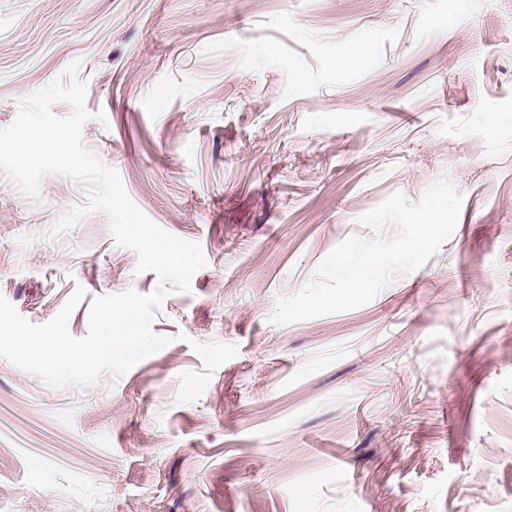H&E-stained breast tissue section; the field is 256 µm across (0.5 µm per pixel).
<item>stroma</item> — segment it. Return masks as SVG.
Wrapping results in <instances>:
<instances>
[{"mask_svg":"<svg viewBox=\"0 0 512 512\" xmlns=\"http://www.w3.org/2000/svg\"><path fill=\"white\" fill-rule=\"evenodd\" d=\"M77 59L107 116L86 145L206 264L119 380L0 360V512H512V0H0V127ZM444 174L463 206L424 266L269 323L359 216ZM83 200L0 178V294L43 324L83 286L77 339L93 297L157 285L103 215L47 240ZM197 342L239 352L180 403Z\"/></svg>","mask_w":512,"mask_h":512,"instance_id":"35a3bbf8","label":"stroma"}]
</instances>
